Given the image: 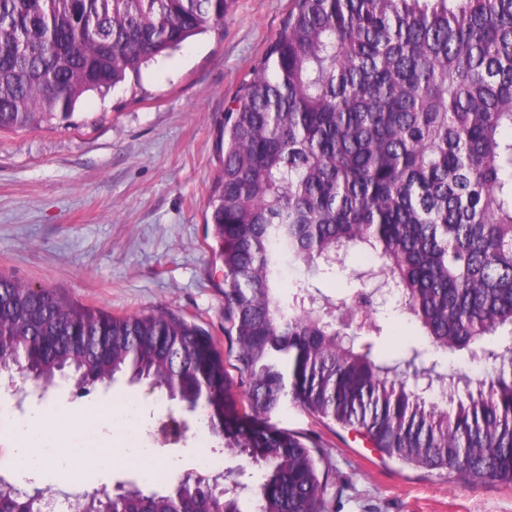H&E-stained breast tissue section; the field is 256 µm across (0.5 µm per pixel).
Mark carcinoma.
<instances>
[{
    "mask_svg": "<svg viewBox=\"0 0 512 512\" xmlns=\"http://www.w3.org/2000/svg\"><path fill=\"white\" fill-rule=\"evenodd\" d=\"M230 0H0V131L71 117L87 92L139 78L224 25ZM223 168L206 223L224 266V335L246 386L227 393L213 338L165 313L117 316L0 274V372L47 392L130 374L179 400L256 467V512H323L326 480L268 424L288 398L404 464L464 485L512 483V0H294L261 66L224 112ZM368 258L335 302L317 272ZM302 275L282 287L284 269ZM418 324L403 363L370 285ZM482 346L494 375L460 391L426 358ZM183 421L157 428L165 441ZM82 512H241L190 478L138 476ZM181 496L175 501V496ZM48 498L0 477V512Z\"/></svg>",
    "mask_w": 512,
    "mask_h": 512,
    "instance_id": "obj_1",
    "label": "carcinoma"
}]
</instances>
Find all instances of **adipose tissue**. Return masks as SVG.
<instances>
[{"mask_svg":"<svg viewBox=\"0 0 512 512\" xmlns=\"http://www.w3.org/2000/svg\"><path fill=\"white\" fill-rule=\"evenodd\" d=\"M70 421L68 414L57 416L59 435L49 434L42 419H34L25 428L10 430L8 437L16 449V461L25 472L41 470L49 460H56L58 473L63 478L80 482L84 475L105 472L117 466H134L149 477L157 476L161 468L150 453L132 448L115 453L109 448L67 445L62 430Z\"/></svg>","mask_w":512,"mask_h":512,"instance_id":"adipose-tissue-1","label":"adipose tissue"}]
</instances>
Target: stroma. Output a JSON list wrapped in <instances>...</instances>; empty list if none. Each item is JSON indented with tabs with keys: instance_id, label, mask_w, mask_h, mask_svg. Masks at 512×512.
Listing matches in <instances>:
<instances>
[{
	"instance_id": "35a3bbf8",
	"label": "stroma",
	"mask_w": 512,
	"mask_h": 512,
	"mask_svg": "<svg viewBox=\"0 0 512 512\" xmlns=\"http://www.w3.org/2000/svg\"><path fill=\"white\" fill-rule=\"evenodd\" d=\"M292 0H233L222 29L187 40L143 70L139 83L104 97L90 93L53 126L0 131V273L115 315L164 312L186 319L228 352L224 273L205 215L222 168L224 106L283 30ZM136 394L142 424L135 439L176 475L197 469L200 428L189 418L179 442L155 427L173 404L147 386L120 380L63 386L41 408L79 417ZM272 424L300 437L327 481L325 512H512V484H461L456 475L403 465L362 435L284 403ZM225 483H240L243 512H254L256 470L210 439ZM0 476L54 495L105 491L135 472L119 468L70 487L54 466L37 477L19 471L0 438Z\"/></svg>"
}]
</instances>
